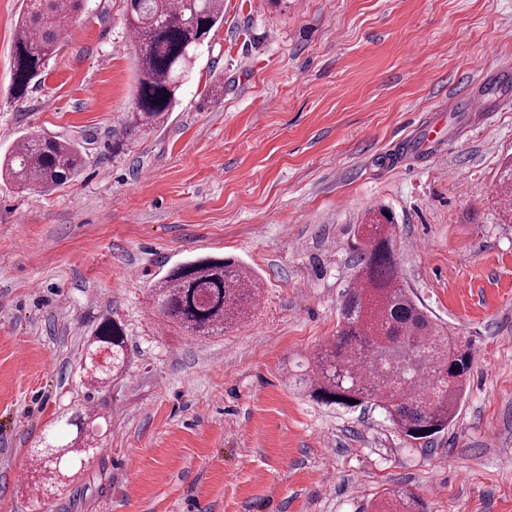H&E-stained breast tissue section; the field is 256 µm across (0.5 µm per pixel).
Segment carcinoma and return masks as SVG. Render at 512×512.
<instances>
[{"label": "carcinoma", "mask_w": 512, "mask_h": 512, "mask_svg": "<svg viewBox=\"0 0 512 512\" xmlns=\"http://www.w3.org/2000/svg\"><path fill=\"white\" fill-rule=\"evenodd\" d=\"M86 0H25L14 37L13 91L26 96L66 39ZM135 46L133 107L122 133L112 140L119 153L136 131L166 122L191 67V58L211 30L224 23V0H126ZM85 163L79 142L48 135L23 137L0 159V176L21 190L53 191L76 177ZM355 274L345 292L332 343L310 358L294 377L314 401L344 409H381L406 444H428L456 417L467 374L475 361L471 337L433 320L406 288L394 249L395 224L382 208L359 228ZM152 313L165 325L192 336H222L257 306L261 281L230 258L184 261L152 289ZM112 353V376L130 364L122 324L103 317L89 349ZM350 402H345V399ZM374 512H426L405 487L388 491Z\"/></svg>", "instance_id": "1"}]
</instances>
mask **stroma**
I'll return each mask as SVG.
<instances>
[{
	"mask_svg": "<svg viewBox=\"0 0 512 512\" xmlns=\"http://www.w3.org/2000/svg\"><path fill=\"white\" fill-rule=\"evenodd\" d=\"M125 6L86 0L17 99L22 0H0V152L31 133L85 146L50 194L0 182V512H366L400 485L427 512H512V84H492L512 67V0H224L175 111L116 155L135 76ZM378 207L407 286L475 340L457 416L424 448L381 410L291 382L336 334ZM203 256L264 288L207 340L150 310L154 282ZM105 316L131 363L93 387L80 366ZM81 408L98 416L84 465L36 477L44 438L69 442Z\"/></svg>",
	"mask_w": 512,
	"mask_h": 512,
	"instance_id": "35a3bbf8",
	"label": "stroma"
}]
</instances>
